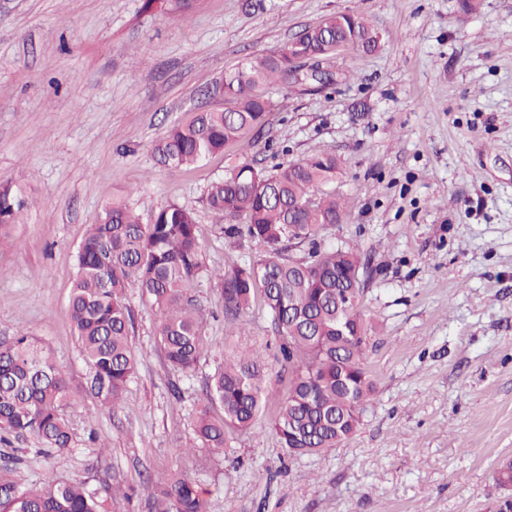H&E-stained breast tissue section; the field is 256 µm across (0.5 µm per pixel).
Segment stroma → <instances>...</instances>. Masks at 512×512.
Listing matches in <instances>:
<instances>
[{"mask_svg":"<svg viewBox=\"0 0 512 512\" xmlns=\"http://www.w3.org/2000/svg\"><path fill=\"white\" fill-rule=\"evenodd\" d=\"M0 0V180L36 201L0 245V344L25 332L66 376L73 445L29 437L0 446V468L27 486L80 481L106 512H153L151 482L179 474L207 512H491L512 459V0ZM363 16L381 40L324 62L320 91L274 85L262 134L198 166L156 164L153 145L246 57L279 49L338 13ZM338 161L329 190L349 202L322 246L367 260L372 402L361 428L327 453L295 459L270 430L267 403L224 454L190 447L192 421L223 354L277 351L261 304L230 332L207 279L194 288L210 349L191 376L167 362L159 315L139 289L135 375L101 405L67 303L77 247L109 199L149 215L171 203L196 218L207 269L263 247L225 245L206 204L240 158L260 167L316 155Z\"/></svg>","mask_w":512,"mask_h":512,"instance_id":"stroma-1","label":"stroma"}]
</instances>
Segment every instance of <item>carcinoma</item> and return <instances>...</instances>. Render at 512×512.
Returning <instances> with one entry per match:
<instances>
[{"mask_svg": "<svg viewBox=\"0 0 512 512\" xmlns=\"http://www.w3.org/2000/svg\"><path fill=\"white\" fill-rule=\"evenodd\" d=\"M372 51L377 33L354 14H331L309 26L297 42L224 71L223 110L192 112L171 126L153 147L158 163L183 168L224 151L229 142L260 133L277 107L267 94L274 84L313 83L298 79L299 57L320 64L336 45ZM336 158L311 155L257 168L244 159L207 190L206 203L223 224L224 239L242 237L263 245L222 270L208 271L201 259L196 219L175 203L147 220L122 201L105 202L97 223L80 243L77 273L68 302L80 352L89 368L88 386L104 405L118 406L135 371L130 344L133 316L127 288L160 314L159 340L168 363L184 373L208 351L204 310L192 294L203 275L224 298V320L235 323L262 301L279 340L278 362L288 369V392L278 402L272 430L280 447L297 459L334 448L363 425L372 400L367 369V325L356 304L336 303V292L354 288L362 266L359 252L322 248L317 238L343 222L345 207L325 190L336 178ZM29 195L0 182V228L16 222ZM309 245L306 256L289 252ZM273 367L257 352L224 356L210 378L206 401L194 417L195 440L222 451L235 432L253 429L263 403L275 395ZM69 386L51 357L25 333L0 347V442L6 434H30L45 450L72 445L60 412ZM156 512H205L203 491L191 480L171 477L150 489ZM0 512H103L85 484L48 478L34 488L19 486L10 469L0 471Z\"/></svg>", "mask_w": 512, "mask_h": 512, "instance_id": "obj_1", "label": "carcinoma"}]
</instances>
